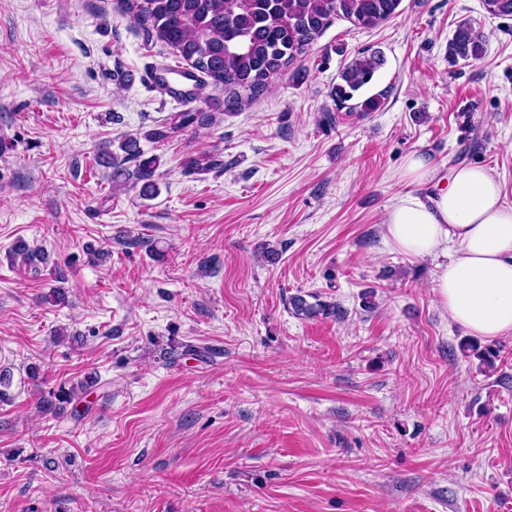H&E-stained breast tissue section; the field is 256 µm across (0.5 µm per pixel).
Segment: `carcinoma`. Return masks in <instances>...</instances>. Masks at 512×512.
<instances>
[{
    "label": "carcinoma",
    "mask_w": 512,
    "mask_h": 512,
    "mask_svg": "<svg viewBox=\"0 0 512 512\" xmlns=\"http://www.w3.org/2000/svg\"><path fill=\"white\" fill-rule=\"evenodd\" d=\"M401 0H120L122 14L140 25L151 39L166 45L172 56L196 71L193 80L224 90V110L234 111L268 89L290 69L299 70L308 49L332 18L348 20L358 28L372 29L397 14ZM488 14L512 17V0H482ZM484 54V40L468 22L461 23L448 42V58L476 61ZM381 60L364 56L348 64L332 96L338 106L371 112L379 101L368 97L353 103L369 85ZM215 116L199 109L177 112L170 121L147 134L154 141L172 139L190 127L203 128ZM121 154L112 155L114 176L141 184L142 194L157 192L154 182L160 160L143 157L138 139H124ZM135 163L134 169L126 164ZM290 305L297 315L342 319L347 310L336 302L310 303L295 295ZM91 388L88 382L60 387L42 400L46 411L79 404Z\"/></svg>",
    "instance_id": "obj_1"
}]
</instances>
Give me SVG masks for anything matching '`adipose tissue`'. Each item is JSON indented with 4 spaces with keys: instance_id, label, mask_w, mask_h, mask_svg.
Masks as SVG:
<instances>
[{
    "instance_id": "obj_1",
    "label": "adipose tissue",
    "mask_w": 512,
    "mask_h": 512,
    "mask_svg": "<svg viewBox=\"0 0 512 512\" xmlns=\"http://www.w3.org/2000/svg\"><path fill=\"white\" fill-rule=\"evenodd\" d=\"M400 177L410 190L387 213L391 244L436 259V296L455 323L474 336L511 334L512 205L500 181L472 163L441 182L423 152L406 157Z\"/></svg>"
}]
</instances>
